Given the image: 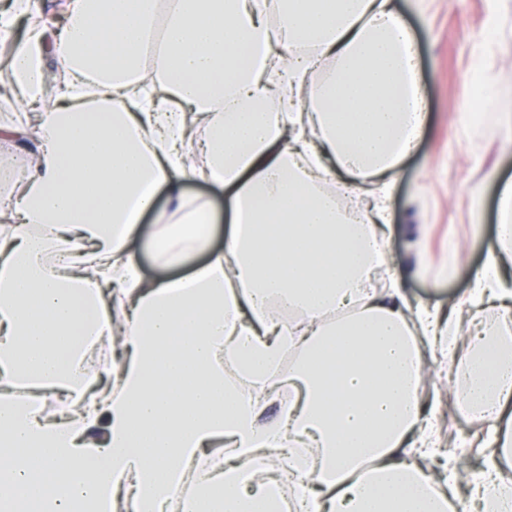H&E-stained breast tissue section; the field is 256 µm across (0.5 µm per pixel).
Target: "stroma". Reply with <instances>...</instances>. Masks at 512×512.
Returning a JSON list of instances; mask_svg holds the SVG:
<instances>
[{"mask_svg": "<svg viewBox=\"0 0 512 512\" xmlns=\"http://www.w3.org/2000/svg\"><path fill=\"white\" fill-rule=\"evenodd\" d=\"M413 32L427 100L422 136L400 164L386 199L388 270L379 290L400 288L412 305L447 306L471 286L498 225L497 187L512 180V0H394ZM492 96V128L468 122ZM436 451L451 471L475 478L473 442L485 423L459 414L451 382L427 360Z\"/></svg>", "mask_w": 512, "mask_h": 512, "instance_id": "35a3bbf8", "label": "stroma"}]
</instances>
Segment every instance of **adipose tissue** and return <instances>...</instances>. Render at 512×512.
I'll list each match as a JSON object with an SVG mask.
<instances>
[{
  "instance_id": "ef3b65f1",
  "label": "adipose tissue",
  "mask_w": 512,
  "mask_h": 512,
  "mask_svg": "<svg viewBox=\"0 0 512 512\" xmlns=\"http://www.w3.org/2000/svg\"><path fill=\"white\" fill-rule=\"evenodd\" d=\"M30 11L0 12V94L33 105L0 144L38 135L29 174L0 163V512H280L285 481L295 512H512V181L444 311L373 288L383 196L353 217L320 189L338 170L386 181L421 136L392 0H69L49 44L42 18L14 40ZM196 179L223 210L185 193ZM135 241L166 268L207 260L149 280ZM467 312L491 315L482 336L459 330ZM429 356L487 422L478 481L433 465Z\"/></svg>"
}]
</instances>
